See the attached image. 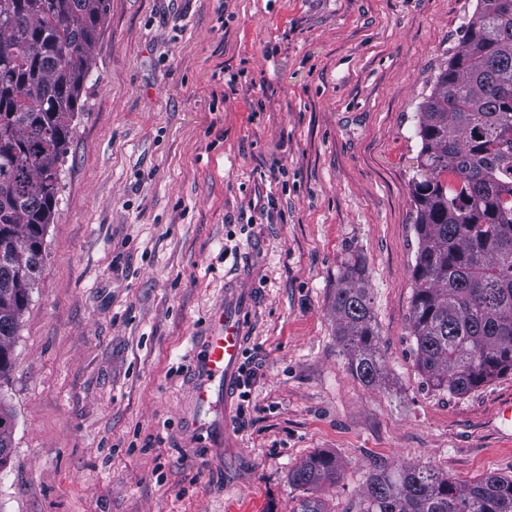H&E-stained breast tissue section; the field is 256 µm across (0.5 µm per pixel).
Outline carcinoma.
I'll list each match as a JSON object with an SVG mask.
<instances>
[{
    "mask_svg": "<svg viewBox=\"0 0 512 512\" xmlns=\"http://www.w3.org/2000/svg\"><path fill=\"white\" fill-rule=\"evenodd\" d=\"M106 11L107 0H0V381L44 272L59 167ZM417 136L410 336L426 382L461 395L512 374V0H477L419 107ZM334 307L351 369L374 383L383 360L358 263L346 265ZM13 425L0 403V468ZM335 474L316 455L289 482L310 491ZM360 512H512V477L466 485L427 466L394 468L368 484Z\"/></svg>",
    "mask_w": 512,
    "mask_h": 512,
    "instance_id": "carcinoma-1",
    "label": "carcinoma"
}]
</instances>
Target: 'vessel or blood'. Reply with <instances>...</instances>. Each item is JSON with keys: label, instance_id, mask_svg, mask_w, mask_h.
Returning <instances> with one entry per match:
<instances>
[{"label": "vessel or blood", "instance_id": "1", "mask_svg": "<svg viewBox=\"0 0 512 512\" xmlns=\"http://www.w3.org/2000/svg\"><path fill=\"white\" fill-rule=\"evenodd\" d=\"M252 304L250 289L237 284L226 288L224 304L211 314L195 360L192 424L215 439L228 432L230 403L237 392L247 341L245 322Z\"/></svg>", "mask_w": 512, "mask_h": 512}]
</instances>
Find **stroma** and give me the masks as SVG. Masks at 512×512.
Instances as JSON below:
<instances>
[{
	"instance_id": "stroma-1",
	"label": "stroma",
	"mask_w": 512,
	"mask_h": 512,
	"mask_svg": "<svg viewBox=\"0 0 512 512\" xmlns=\"http://www.w3.org/2000/svg\"><path fill=\"white\" fill-rule=\"evenodd\" d=\"M477 0H107L60 170L45 270L0 400V512H325L426 464L512 477V375L428 386L409 316L417 112ZM367 280L384 369H350L333 298ZM258 302L224 452L192 430L194 360L225 282ZM14 425V416L11 410L5 408L0 400V468H3L11 452V439L8 436ZM336 474V463L326 455L311 457L289 474V482L296 488L313 490L322 482L333 478Z\"/></svg>"
}]
</instances>
